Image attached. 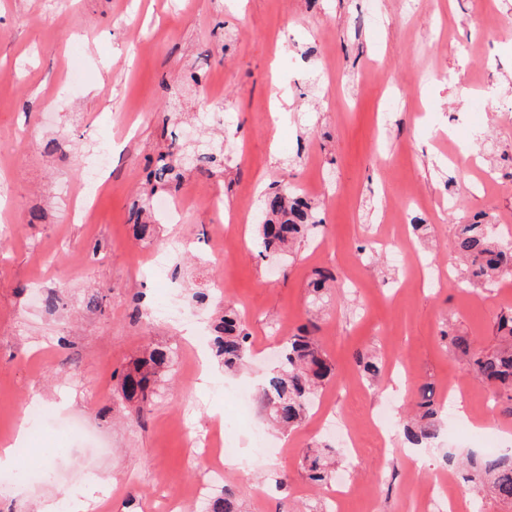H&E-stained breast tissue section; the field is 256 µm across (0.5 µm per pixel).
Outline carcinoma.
I'll use <instances>...</instances> for the list:
<instances>
[{"instance_id":"obj_1","label":"carcinoma","mask_w":512,"mask_h":512,"mask_svg":"<svg viewBox=\"0 0 512 512\" xmlns=\"http://www.w3.org/2000/svg\"><path fill=\"white\" fill-rule=\"evenodd\" d=\"M158 182L179 178L176 166L167 155L160 158L153 172ZM322 221L314 208L288 189H278L264 199L260 224L261 247L265 252L284 250L299 237L316 230ZM455 249L465 262L464 282L496 287L512 276V234L494 235L490 225L479 221L458 224L454 232ZM496 343L488 349L476 348L467 336L447 334L448 344L474 377L481 379L495 394L494 416L512 419V313L503 312L494 324ZM213 347L228 370L241 366L250 353L249 335L240 315L224 312L217 326ZM170 361V351L157 347L140 358L133 369L122 376L118 399L137 403L142 408L151 394L161 369ZM332 368L321 354L315 337L302 327L288 336L282 347L281 360L263 387L265 403L273 423L282 430L298 426L307 416L312 402ZM418 414L402 424L406 439L426 447L438 437L444 407L434 404L429 389L420 390L416 402ZM308 478L322 485L335 474L336 461L326 453L307 457ZM474 478L490 485L494 496L512 503V456L483 455L472 457ZM240 495L226 488L212 498L205 512H242Z\"/></svg>"}]
</instances>
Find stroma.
<instances>
[{"label": "stroma", "instance_id": "35a3bbf8", "mask_svg": "<svg viewBox=\"0 0 512 512\" xmlns=\"http://www.w3.org/2000/svg\"><path fill=\"white\" fill-rule=\"evenodd\" d=\"M372 13L385 24L369 23ZM1 72L0 448L30 404L46 416L26 447H51L75 417L108 448L52 463L51 480L0 494V512H37L45 497L73 499L97 480L112 484L106 512H159V486L179 492L204 478L195 438L231 411L228 392L262 389L283 338L307 325L321 273L326 309L312 334L332 367L324 413L358 441L339 455L343 512H410L444 478L453 512H473L463 462L507 452L512 420L497 419L486 442L468 437L467 421L444 423L414 468L400 437L382 441L372 419L387 406L403 417L421 387L439 401L455 385L469 419L491 416L489 388L442 334L452 327L487 347L496 316L512 309V279L461 284L454 248L455 225L476 215L512 231V0H0ZM387 72L401 93L383 122ZM284 97L288 113L273 121ZM22 130L30 138L15 144ZM175 139L210 157V170L185 164L154 187L149 174ZM102 148L108 185L92 191L86 222L67 199L85 186L83 157ZM283 184L308 191L323 224L276 254L262 252L257 224L216 223L203 202L218 194L231 212ZM178 195L188 213L138 239L154 201ZM175 239L186 249L152 277L153 253ZM214 277L228 292L202 306L203 331L233 306L258 352L201 388L184 328L136 307L190 304ZM50 290L63 310L40 301ZM92 293L101 309H87ZM156 346L171 360L136 421L117 389ZM368 353L399 364L371 383L356 363ZM182 414L186 433L174 424ZM257 427L268 453L247 472L233 459L224 467L244 512H303L335 497L311 487L305 461L336 446L333 432L310 416L283 435L259 412L239 428L242 448Z\"/></svg>", "mask_w": 512, "mask_h": 512}]
</instances>
